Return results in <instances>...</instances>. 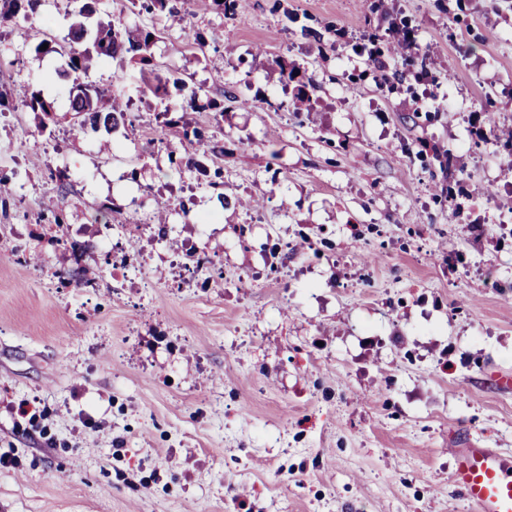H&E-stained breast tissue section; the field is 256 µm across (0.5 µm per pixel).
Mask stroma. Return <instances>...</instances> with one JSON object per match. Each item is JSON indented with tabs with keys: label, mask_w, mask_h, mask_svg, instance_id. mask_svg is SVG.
Instances as JSON below:
<instances>
[{
	"label": "stroma",
	"mask_w": 512,
	"mask_h": 512,
	"mask_svg": "<svg viewBox=\"0 0 512 512\" xmlns=\"http://www.w3.org/2000/svg\"><path fill=\"white\" fill-rule=\"evenodd\" d=\"M230 2L0 23V512H471L453 449L512 454V0ZM112 21L196 107L100 60L127 123L79 131L35 47ZM166 105L223 184L171 167Z\"/></svg>",
	"instance_id": "1"
}]
</instances>
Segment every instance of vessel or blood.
I'll list each match as a JSON object with an SVG mask.
<instances>
[{"instance_id":"1","label":"vessel or blood","mask_w":512,"mask_h":512,"mask_svg":"<svg viewBox=\"0 0 512 512\" xmlns=\"http://www.w3.org/2000/svg\"><path fill=\"white\" fill-rule=\"evenodd\" d=\"M453 479L473 512H512V456L467 444L455 452Z\"/></svg>"}]
</instances>
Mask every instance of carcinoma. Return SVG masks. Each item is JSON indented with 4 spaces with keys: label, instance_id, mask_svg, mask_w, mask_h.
<instances>
[{
    "label": "carcinoma",
    "instance_id": "1",
    "mask_svg": "<svg viewBox=\"0 0 512 512\" xmlns=\"http://www.w3.org/2000/svg\"><path fill=\"white\" fill-rule=\"evenodd\" d=\"M8 9L0 12V18L6 20L10 15L21 10H35L38 0H5ZM158 38L156 32L146 29H138L136 31H127L121 34L115 30V27L107 24L101 25L97 29L94 38L95 53L89 51L78 52L73 50L68 55L66 69L63 75L70 77L72 75H80L87 72L93 58L101 59L117 57L137 59L143 64L141 72L145 75L154 76L153 83L147 85V89L154 94H168V85H173L179 91L187 92L188 101L192 104L196 103L202 92L199 87H188L187 82L179 77L172 79H160L155 75V69L151 67L148 52L153 44V40ZM70 111L81 117L79 122L80 128L90 126L94 130L103 128L107 131L116 129L119 124L125 122L126 112L122 104L117 99L108 100L104 98L103 93L91 84H80L77 87V93L70 97ZM156 118L163 120V125L177 130L180 140L195 148V152L177 158L175 154H170V161L178 166H184L188 169L195 170L198 175L205 178L210 174H215L218 178H223L221 168L211 170L206 167L204 159H218L224 155V148L218 145H210V138L206 137L203 132L197 128H192L188 124L181 122V118L172 116V111L168 108L157 113Z\"/></svg>",
    "mask_w": 512,
    "mask_h": 512
}]
</instances>
